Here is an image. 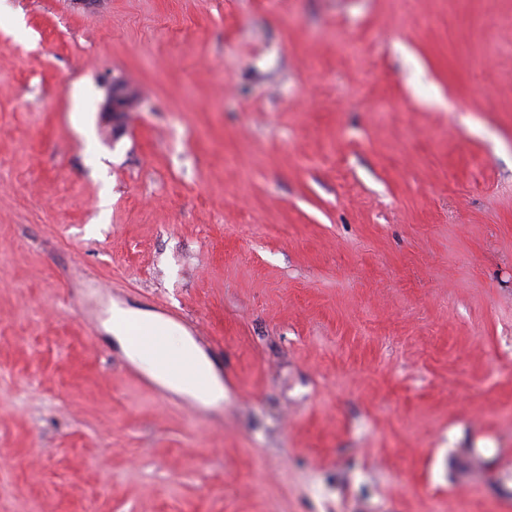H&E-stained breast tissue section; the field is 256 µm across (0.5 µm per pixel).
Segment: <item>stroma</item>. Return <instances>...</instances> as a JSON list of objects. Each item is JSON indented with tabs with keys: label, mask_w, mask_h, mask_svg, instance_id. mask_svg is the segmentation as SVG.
Returning <instances> with one entry per match:
<instances>
[{
	"label": "stroma",
	"mask_w": 512,
	"mask_h": 512,
	"mask_svg": "<svg viewBox=\"0 0 512 512\" xmlns=\"http://www.w3.org/2000/svg\"><path fill=\"white\" fill-rule=\"evenodd\" d=\"M0 8V512H512V0ZM133 104V98L126 86L117 80H113L112 93L105 105L106 113L116 119L121 112H129ZM136 323L171 328L178 331L181 336H185L188 347L194 352L198 371L219 393L218 398L206 403L205 406H215L219 403L224 397V386L214 364L178 324L152 312L123 307L115 303L112 305V320L107 323L105 329L119 343L124 353L134 360L135 353L130 346L129 329L132 324ZM131 332L137 341L138 349L136 351L139 359L134 363L126 356L124 364L130 368L128 372L137 380L144 385H152L156 382L152 374L162 371L167 373V377L171 382L191 387L199 395H206V388L201 378L189 368L191 351L178 346L176 336H168L165 331L152 330L146 326H134Z\"/></svg>",
	"instance_id": "stroma-1"
}]
</instances>
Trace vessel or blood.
<instances>
[{
  "instance_id": "b4317fda",
  "label": "vessel or blood",
  "mask_w": 512,
  "mask_h": 512,
  "mask_svg": "<svg viewBox=\"0 0 512 512\" xmlns=\"http://www.w3.org/2000/svg\"><path fill=\"white\" fill-rule=\"evenodd\" d=\"M131 332L137 341L139 356L138 361L129 365L131 374L146 385L152 383L155 372L166 371L171 382L195 389V396L183 397L182 404L186 408L197 409L200 405L198 396L205 393L206 388L189 367L190 350L179 346L176 337L163 331L135 326Z\"/></svg>"
}]
</instances>
